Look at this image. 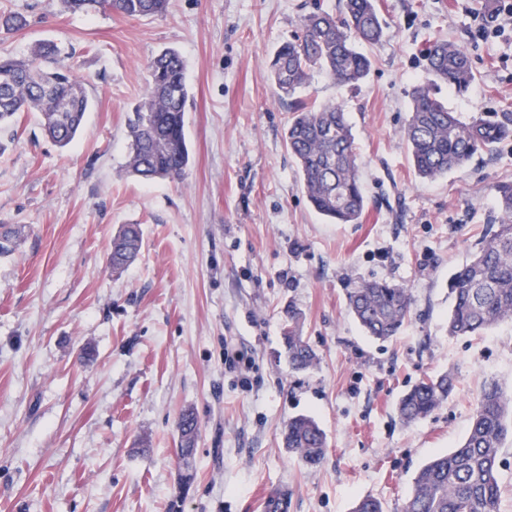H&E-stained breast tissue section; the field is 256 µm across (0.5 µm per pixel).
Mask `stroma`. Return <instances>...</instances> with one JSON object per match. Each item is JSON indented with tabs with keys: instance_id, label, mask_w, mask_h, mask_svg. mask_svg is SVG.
Here are the masks:
<instances>
[{
	"instance_id": "35a3bbf8",
	"label": "stroma",
	"mask_w": 512,
	"mask_h": 512,
	"mask_svg": "<svg viewBox=\"0 0 512 512\" xmlns=\"http://www.w3.org/2000/svg\"><path fill=\"white\" fill-rule=\"evenodd\" d=\"M169 0L165 14L62 12L57 0H0L22 16L0 30V54L40 40L84 80L82 133L61 149L22 112L0 130V224H19L0 256V512H352L363 496L399 512L419 470L464 438L484 380L512 385V322L449 336L448 277L500 221L493 185L512 179V139L434 181L414 176L403 129L425 76L429 41L463 45L475 79L440 88L462 119L512 113V22L480 41L488 0H377L386 38L360 87L315 74L304 98L342 101L353 125L368 208L327 223L300 187L285 144L290 116L268 60L313 2ZM172 47L191 93L190 164L182 182L126 171L127 114ZM143 247L124 271L108 255L122 225ZM385 278L415 296L397 336H366L345 290ZM303 315L317 354L285 357L282 312ZM456 386L425 420L398 402L421 377ZM200 433L181 486L176 423ZM314 417L327 438L312 468L282 444L288 419Z\"/></svg>"
}]
</instances>
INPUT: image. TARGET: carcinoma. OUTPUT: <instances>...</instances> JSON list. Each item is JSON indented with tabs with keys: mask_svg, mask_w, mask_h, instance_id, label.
Returning <instances> with one entry per match:
<instances>
[{
	"mask_svg": "<svg viewBox=\"0 0 512 512\" xmlns=\"http://www.w3.org/2000/svg\"><path fill=\"white\" fill-rule=\"evenodd\" d=\"M61 11L116 13L126 17L157 16L169 0H59ZM386 35L377 0H343L340 13L313 4L300 31L276 49L271 80L291 118L286 144L296 160L307 199L322 217L336 224H357L368 201L356 164L353 127L344 106L334 100L310 103L298 97L316 72L336 85L355 87L369 76L372 62L358 45H375ZM49 42L33 46L25 58L0 56V125L19 112L39 114L45 136L68 146L82 131L89 97L72 66ZM427 81L411 93L403 130L409 159L420 179L431 180L465 166L476 154L512 137V114L462 120L437 96L440 85L466 93L474 81L467 51L455 42L433 41L425 52ZM151 79L140 102L127 117L130 137L127 172L143 181L183 179L190 154L186 141L188 90L180 54L168 48L150 64ZM501 223L491 224L468 261L448 277V335L478 334L512 322V180L494 184ZM21 228L0 224V256L13 253ZM140 225L125 224L112 239L109 264L119 270L141 250ZM348 312L366 335L386 340L411 316V289L386 279H362L347 290ZM301 312L288 310L284 344L296 371L314 366L317 355L300 333ZM448 373L425 376L401 397L398 413L412 423L431 415L454 390ZM182 465L190 467L199 426L191 411L178 418ZM512 435V394L496 380L484 383L469 429L456 448L431 458L413 479L401 512H498L500 450ZM283 444L308 466L325 458L326 435L306 415L288 420ZM352 512H384L374 497L358 499Z\"/></svg>",
	"mask_w": 512,
	"mask_h": 512,
	"instance_id": "cac0c4a2",
	"label": "carcinoma"
}]
</instances>
